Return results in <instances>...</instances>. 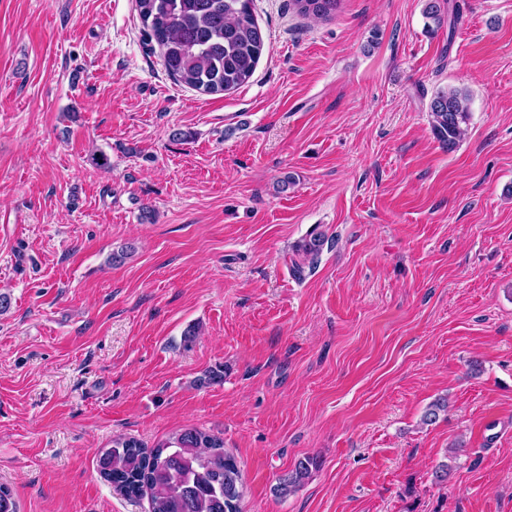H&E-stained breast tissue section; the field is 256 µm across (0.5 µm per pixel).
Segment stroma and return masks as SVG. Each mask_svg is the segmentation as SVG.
<instances>
[{
	"label": "stroma",
	"instance_id": "obj_1",
	"mask_svg": "<svg viewBox=\"0 0 512 512\" xmlns=\"http://www.w3.org/2000/svg\"><path fill=\"white\" fill-rule=\"evenodd\" d=\"M443 3L439 25L427 0L327 21L254 0L267 49L209 94L168 74L136 0H0V483L20 512H148L100 453L190 427L236 456L241 512H512V0ZM448 88L472 112L451 151L429 116ZM314 230L333 243L294 277ZM318 461L314 457H306L300 460L288 473L280 476L276 491L280 495H288L295 491L305 480L309 478L312 468H316Z\"/></svg>",
	"mask_w": 512,
	"mask_h": 512
}]
</instances>
